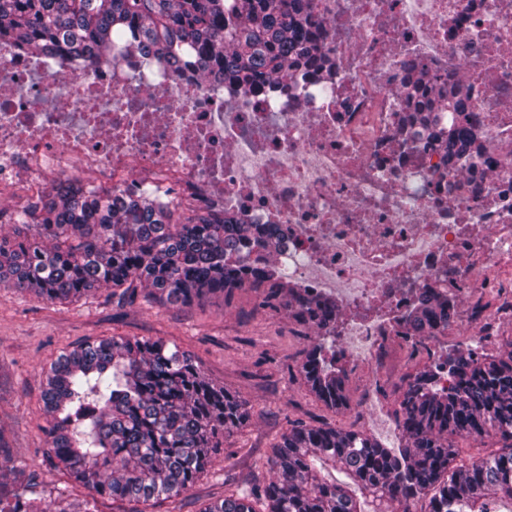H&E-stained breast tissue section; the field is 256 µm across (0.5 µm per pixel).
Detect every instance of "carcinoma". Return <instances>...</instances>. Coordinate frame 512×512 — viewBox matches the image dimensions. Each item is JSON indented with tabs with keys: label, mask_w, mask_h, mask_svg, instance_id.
<instances>
[{
	"label": "carcinoma",
	"mask_w": 512,
	"mask_h": 512,
	"mask_svg": "<svg viewBox=\"0 0 512 512\" xmlns=\"http://www.w3.org/2000/svg\"><path fill=\"white\" fill-rule=\"evenodd\" d=\"M312 0H0V42L53 56L111 61L123 55L175 63L199 74L219 70L243 86L290 79L312 64L332 67L309 38ZM412 76L406 97L411 126L448 160L473 164L481 135L463 124L438 127L439 112L468 111L457 88L438 98ZM14 232L0 238V285L50 302L87 299L102 288L160 304L189 306L241 288L263 289V303H286L299 324L317 329L301 373L327 406L347 405L346 360L336 354V302L290 284L275 265L249 264L255 247L269 260L275 236L224 213L182 207L143 187L60 183L18 207ZM456 315L439 293L422 294L403 316L413 339L436 336ZM448 387L423 370L410 377L400 404L404 444L394 450L371 436L299 425L282 434L268 465L273 478L231 492L201 512H396L431 491L423 512H512V350L448 355ZM42 401L49 454L94 495L147 504L181 497L212 463L224 435L249 418L246 400L215 385L201 364L162 338L116 337L61 353L45 371ZM494 435L502 449L466 463L453 437ZM344 475L338 480L334 471Z\"/></svg>",
	"instance_id": "cac0c4a2"
}]
</instances>
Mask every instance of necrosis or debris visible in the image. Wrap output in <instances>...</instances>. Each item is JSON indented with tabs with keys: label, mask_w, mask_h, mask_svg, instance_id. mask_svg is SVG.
<instances>
[{
	"label": "necrosis or debris",
	"mask_w": 512,
	"mask_h": 512,
	"mask_svg": "<svg viewBox=\"0 0 512 512\" xmlns=\"http://www.w3.org/2000/svg\"><path fill=\"white\" fill-rule=\"evenodd\" d=\"M311 21L336 61L331 96L321 72L244 92L139 56L60 75L0 43V186L36 196L83 170L278 225L280 264L342 312L337 353L372 370L429 289L465 305L472 337L496 333L512 316V0H315ZM411 67L463 89L478 175L400 151Z\"/></svg>",
	"instance_id": "1"
}]
</instances>
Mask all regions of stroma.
Returning a JSON list of instances; mask_svg holds the SVG:
<instances>
[{
  "label": "stroma",
  "mask_w": 512,
  "mask_h": 512,
  "mask_svg": "<svg viewBox=\"0 0 512 512\" xmlns=\"http://www.w3.org/2000/svg\"><path fill=\"white\" fill-rule=\"evenodd\" d=\"M250 288L231 300L214 296L192 307H161L137 300L129 305L111 291L75 303H50L17 288H0V443L11 465L23 468L25 499L49 504L59 492L83 500L88 492L55 468L45 453L42 389L44 368L65 349L89 339L160 337L195 356L208 378L245 399L251 418L225 437L211 466L185 495L182 512H199L225 490H245L269 479L267 460L292 421L362 431L388 448L402 442L401 432L384 433L361 403L366 382H373L379 406L391 424L415 373L431 367L441 349L465 352L469 332L425 338L410 350L396 339L391 360L377 374L350 365L345 388L348 404L334 410L312 393L300 373L304 351L315 341L314 328L297 325L287 311L257 310Z\"/></svg>",
  "instance_id": "stroma-1"
}]
</instances>
